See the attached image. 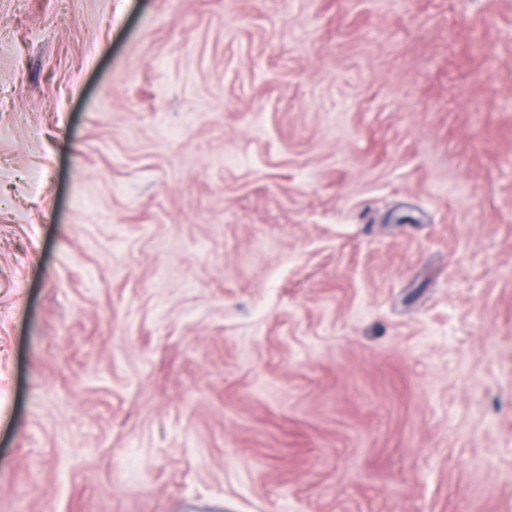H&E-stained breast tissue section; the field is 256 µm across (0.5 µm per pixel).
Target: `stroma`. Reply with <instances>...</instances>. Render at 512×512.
Returning <instances> with one entry per match:
<instances>
[{
  "mask_svg": "<svg viewBox=\"0 0 512 512\" xmlns=\"http://www.w3.org/2000/svg\"><path fill=\"white\" fill-rule=\"evenodd\" d=\"M206 507L512 512V0H0V512Z\"/></svg>",
  "mask_w": 512,
  "mask_h": 512,
  "instance_id": "obj_1",
  "label": "stroma"
}]
</instances>
